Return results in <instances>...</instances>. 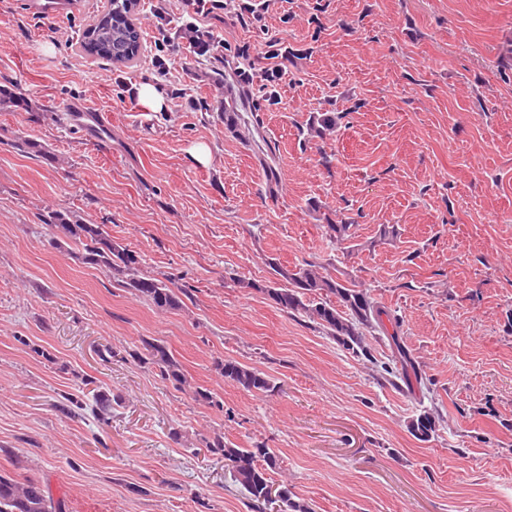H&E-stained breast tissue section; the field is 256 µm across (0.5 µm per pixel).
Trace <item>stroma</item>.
Listing matches in <instances>:
<instances>
[{
	"label": "stroma",
	"instance_id": "35a3bbf8",
	"mask_svg": "<svg viewBox=\"0 0 512 512\" xmlns=\"http://www.w3.org/2000/svg\"><path fill=\"white\" fill-rule=\"evenodd\" d=\"M226 2L168 0L159 18L139 0L127 68L79 47L106 0H67L52 18L0 0V88L31 103L0 111V473L45 483L65 512H250L202 450L220 434L274 450V483L314 512H512V69L500 62L512 0ZM186 26L209 32L208 55ZM231 53L276 77L279 103L252 139L211 109ZM148 79L166 111L139 106ZM76 98L100 110L102 136L67 123ZM324 112L335 131L310 137ZM31 139L47 157L22 151ZM198 144L207 163L190 155ZM57 211L185 288L182 308L156 309L60 246ZM328 222L351 224V239ZM386 225L393 240L379 238ZM272 258L332 262L368 290L388 314L371 358L260 293ZM150 342L186 385L161 376ZM400 348L422 383L385 372ZM227 359L276 390L225 381ZM71 398L82 410L67 412ZM425 407L443 421L422 442L407 423ZM152 363L156 364L165 379L172 380L180 385L187 383L180 363L164 346L157 343H147Z\"/></svg>",
	"mask_w": 512,
	"mask_h": 512
}]
</instances>
